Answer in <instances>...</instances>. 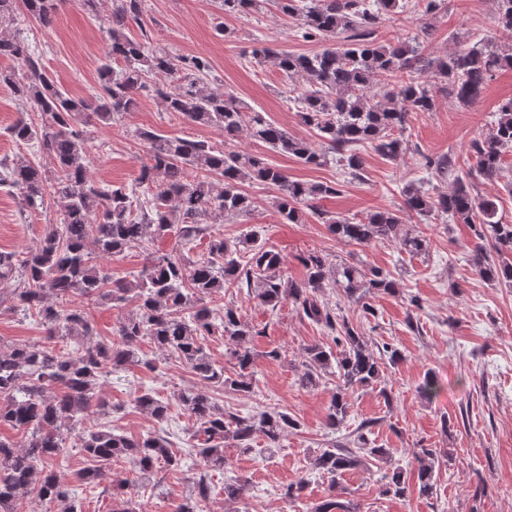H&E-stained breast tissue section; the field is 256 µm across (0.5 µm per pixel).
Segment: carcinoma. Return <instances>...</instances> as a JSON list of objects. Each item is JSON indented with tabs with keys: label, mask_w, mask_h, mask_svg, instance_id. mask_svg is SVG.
<instances>
[{
	"label": "carcinoma",
	"mask_w": 512,
	"mask_h": 512,
	"mask_svg": "<svg viewBox=\"0 0 512 512\" xmlns=\"http://www.w3.org/2000/svg\"><path fill=\"white\" fill-rule=\"evenodd\" d=\"M64 2L0 0V57L13 63L0 70V85L30 105L8 132L18 144H38L50 161L48 167L26 156L0 161V185L14 189L34 211L49 200L61 211L60 223L47 226L39 245L25 259L0 251V285L18 281L8 294L10 310L37 319L47 333L43 344H0V424L26 432L21 445L0 440V512H18L25 503L57 504L63 512H81L75 489L54 470L52 461L63 451L64 433L93 407L106 409L97 388L112 371L135 361L136 346L145 339L178 359L201 382L251 392L255 354L247 343L262 331L242 320L232 304L224 305L220 314L207 306L205 299L221 289L245 287L273 311L290 301L332 337L331 346L314 343L303 349L301 384L315 387L324 373H336L342 385L329 406L328 422L333 427L349 415V391L378 384L387 366L400 359L398 350L388 345L373 352L353 322L337 317L321 299L320 291L329 285L361 306L364 314L376 316L369 298L396 294L399 286L389 273L360 259L336 270L327 267L320 252L308 251L300 256L306 279L296 283L285 277L280 254L261 243L256 233L236 242L212 237L207 254L195 261L179 251L156 256L133 281L112 279L110 269L97 259L119 256L147 237H163L175 228L181 240L190 241L208 224L252 214L257 202L243 190L246 182L278 187L273 205L286 223L301 222L308 210L336 238L355 245L392 242L412 256L428 247L426 239L404 230L398 210L374 211L359 221L331 215L316 201L338 194L334 185L291 181L248 152L149 130L137 133L149 156L140 180L154 193L135 215L133 196L126 188L104 186L91 177L87 136L74 128L78 118L110 123L132 111L139 96L150 93L164 111L198 126L222 129L226 144L244 133L310 166H320L332 155L345 173L360 178L361 147L370 145L388 159L405 154L408 145L402 134L412 114L434 110L436 97L419 80L422 67L431 71L440 91L465 105L481 98L497 71L512 67V44L505 42L476 43L425 59L415 41H376L374 30L382 15L405 7L404 0H309L302 6L298 0H276L283 14L299 17L303 39H341L339 45L312 55L269 48L255 51L259 62L270 63L289 81L286 93L297 103L300 121L321 142L316 149L250 108L234 91L211 88L207 58L175 57L131 37V24L144 26L143 0H112L99 90L88 100L71 97L55 85L40 56L6 32L22 14L41 27L51 25ZM264 2L221 0V6L226 13L248 15L262 9ZM497 21L503 32L512 35V0H497ZM511 149L512 98H508L497 106L492 133L470 143L475 165L468 171H462L451 156L420 155L423 169L452 177L450 193L432 197L409 185L403 202L404 209L418 215L436 212L472 225L478 240L471 258L474 271L508 286H512V224L495 219L494 204L473 191L475 181L499 178L504 154ZM189 168L195 170L191 181L186 176ZM131 297L136 308L120 319L115 339L90 341L94 327L85 306L122 303ZM54 298H74L78 304L60 308L51 303ZM216 335L227 341L234 367L231 376L205 350V341ZM70 338L78 339L81 348L68 349L65 343ZM178 401L194 420L192 451L203 468L177 512H202V503L212 492L208 471L226 464L225 443L232 441L247 452L260 434L268 447L277 448L299 428L298 421L284 411L244 416L227 412L201 389L181 392ZM135 405L159 423L169 417L170 404L149 391L136 396ZM371 427L367 421L358 425L351 448L335 445L320 450L311 458L312 468L334 482L368 464L388 462L390 449L367 437ZM79 448L93 463L78 476L85 490L109 480V467L120 458L136 464L141 481L150 480L159 468H179L183 463L173 443L157 432L134 439L110 429L86 430L79 434ZM436 462L435 450L414 451L408 467H395L383 475L382 493L400 498L413 486L418 497H433ZM247 485L246 480L224 484V500L238 502ZM306 512L361 510L354 502L329 495Z\"/></svg>",
	"instance_id": "carcinoma-1"
}]
</instances>
